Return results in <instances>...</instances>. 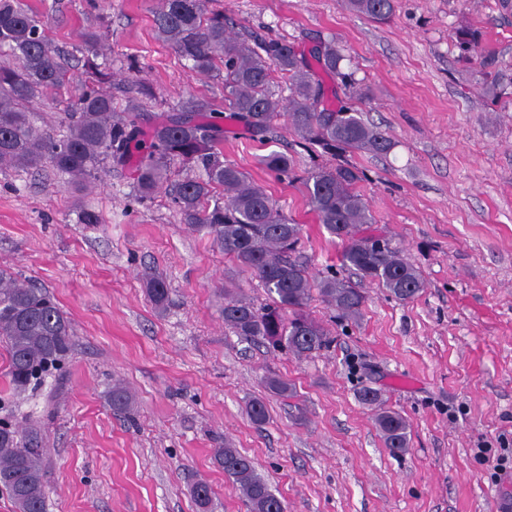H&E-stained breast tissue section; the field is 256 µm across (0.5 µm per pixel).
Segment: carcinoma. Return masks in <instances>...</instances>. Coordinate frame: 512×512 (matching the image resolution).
Masks as SVG:
<instances>
[{
    "instance_id": "cac0c4a2",
    "label": "carcinoma",
    "mask_w": 512,
    "mask_h": 512,
    "mask_svg": "<svg viewBox=\"0 0 512 512\" xmlns=\"http://www.w3.org/2000/svg\"><path fill=\"white\" fill-rule=\"evenodd\" d=\"M346 8L372 20L394 10L393 0H345ZM158 36L202 74L224 73V100L229 115L193 97L175 111L151 123L140 137L144 113L130 100L119 111L112 93L113 74L100 60L101 34L84 32L80 52L85 79L81 93L66 106L68 132L60 139L34 126L28 105L69 82L58 48L37 13L21 0H0V49L16 64L0 67V166L37 169L45 165L67 174L76 188L98 177L109 163H136L137 192L147 200L170 181L175 164L198 171L174 183L173 201L181 219L215 242L236 266L258 278L271 303L257 307L224 297V324L238 336L286 350L298 357L327 349L330 332L307 313L312 292L336 311V318L356 322L364 295L333 269L316 280L296 258L303 225L286 217L276 200L251 176L224 161L217 146L224 139V120L244 125L251 137L269 140L271 123L284 114L290 130L301 140L319 145L336 157V166H317L305 172L307 203L318 222L340 240L341 265L360 279L384 289L400 301L418 297L425 288L421 272L393 240L371 232L374 217L356 190L359 176L347 153L368 150L386 155L393 143L362 113L337 105L327 94L317 71L334 75L344 89L354 85L352 74L341 70L344 60L333 40L319 42L306 58L281 39L250 45L233 37L224 14L207 12L206 0H162L155 9ZM289 83L291 95L276 90L277 80ZM261 163L278 176L296 177L293 160L273 151ZM147 295L158 310L170 301L169 288L154 275L146 277ZM0 341L9 358V386L19 392L42 374L57 369L74 343L70 321L44 288L25 285L0 271ZM362 403L375 407L374 423L384 447L393 456L408 451L409 421L383 406L378 393L361 389ZM112 409L123 411L131 396L121 385L107 393ZM251 421L262 424L268 409L264 400L246 404ZM38 442L34 432L21 437L0 430V490L20 512H45V484L40 455L30 451ZM215 460L240 495L248 512H283L285 503L258 472L253 460L237 448L217 450ZM212 488L204 480L192 491L198 512H209Z\"/></svg>"
}]
</instances>
